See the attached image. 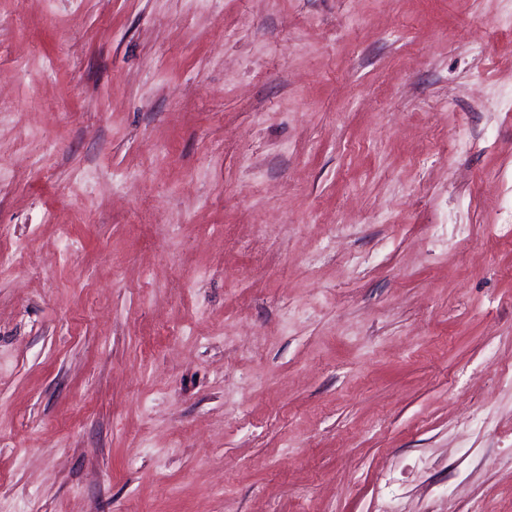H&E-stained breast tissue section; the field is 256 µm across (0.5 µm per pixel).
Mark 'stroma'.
I'll return each instance as SVG.
<instances>
[{"mask_svg":"<svg viewBox=\"0 0 512 512\" xmlns=\"http://www.w3.org/2000/svg\"><path fill=\"white\" fill-rule=\"evenodd\" d=\"M512 512V0H0V512Z\"/></svg>","mask_w":512,"mask_h":512,"instance_id":"1","label":"stroma"}]
</instances>
